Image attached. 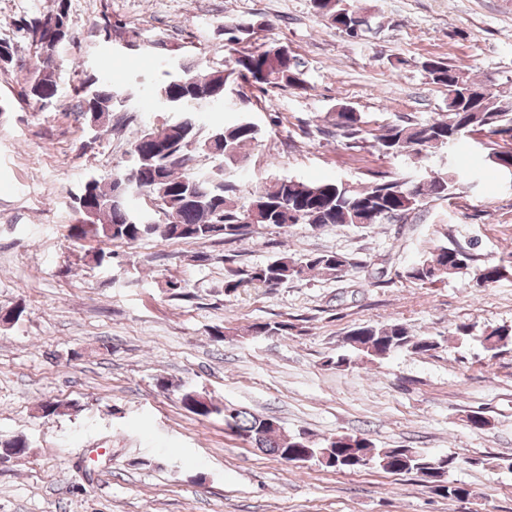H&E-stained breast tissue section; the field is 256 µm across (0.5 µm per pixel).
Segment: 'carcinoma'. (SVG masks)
Returning <instances> with one entry per match:
<instances>
[{
    "mask_svg": "<svg viewBox=\"0 0 512 512\" xmlns=\"http://www.w3.org/2000/svg\"><path fill=\"white\" fill-rule=\"evenodd\" d=\"M52 8L24 18L12 37L0 38V54L15 58L18 43L35 50V66L27 73L28 97L33 107L43 110L53 104L58 94L57 61L59 46L70 37L71 20L68 0H52ZM314 15L351 38L373 31L371 17L349 0H310ZM238 33H225L231 64L212 67L199 57L174 55L169 60L170 79L153 89L154 99L164 108L181 112L179 120L140 128L130 140L133 164L111 175L102 183L97 179L81 182L71 193L76 223L69 225V237L76 242L88 239L99 243L118 242L134 245L153 236L163 241L199 243L216 237L215 226L223 225V236L236 240L251 234L257 226L290 228L306 224L320 229L329 224H385L404 219L429 198L453 197L455 177L438 174L419 181L392 178L378 172L365 185L343 181H304L275 177L250 193V202L239 205V172L249 155L244 148L257 140L259 128L244 115L238 120L201 132V113L205 106L223 105L236 95L250 102L244 88L262 93L271 89L305 92L310 89L305 64L297 55H283L281 47L260 43L239 49L243 26ZM108 42L138 45L137 51L150 55L167 49L165 37L146 39L142 31L104 18L99 28ZM430 81L448 94L445 111L427 122L410 119L385 123L376 128L363 120L361 113L343 104L331 115L330 124L349 149L369 146L384 158L418 155L427 148L444 147L464 138V134H485L490 141L494 163L512 169V92L499 89L496 80L470 78L464 70L441 57L423 63ZM488 87L481 95L474 89ZM77 115L85 121L96 117L101 126L120 129L132 118L112 121V112L122 102V88L96 74H87L78 87ZM220 159L209 168H194L196 156ZM472 254L461 247H437L429 257L405 271V277L421 285L447 280L468 268ZM356 265L353 259L335 252L303 257L283 254L265 264L230 268L224 276V296L236 295L253 286L274 288L288 281L302 280L318 272L338 275ZM512 265L490 264L477 270L474 279L481 287L503 279ZM286 321L260 322L251 326L253 336H286ZM490 357L512 345V326L501 325L478 337ZM346 342L358 355L386 358L396 352L428 354L440 348L433 336H415L401 324L377 326L362 323L351 329ZM179 400L188 412L208 418L224 412V425L247 444L289 462L299 454L306 462L326 459L324 466L336 471L356 472L363 467L348 456L350 442L370 457L375 467L396 474H415L434 491L448 498L464 499L468 490L450 485L448 471L459 460L452 455L432 456L417 448H377L357 435L337 434L320 441L307 433L292 436L282 427H273L264 415L240 409H221L203 399L191 387L179 390ZM28 445L20 438L0 436V451L12 457L27 453Z\"/></svg>",
    "mask_w": 512,
    "mask_h": 512,
    "instance_id": "cac0c4a2",
    "label": "carcinoma"
}]
</instances>
